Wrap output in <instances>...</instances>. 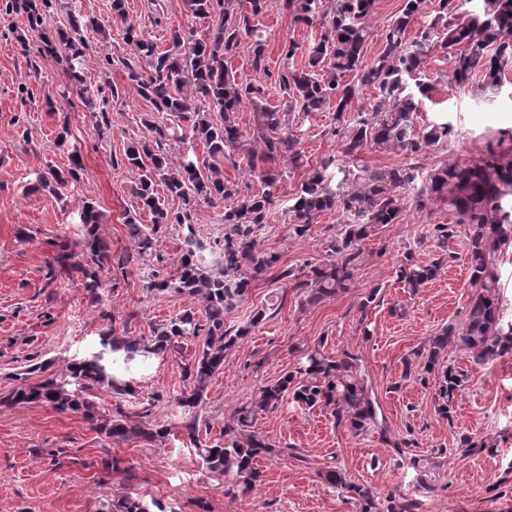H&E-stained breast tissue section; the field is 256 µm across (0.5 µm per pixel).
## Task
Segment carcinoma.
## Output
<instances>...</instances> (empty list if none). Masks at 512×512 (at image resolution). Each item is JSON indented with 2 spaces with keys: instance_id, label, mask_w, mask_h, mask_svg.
I'll use <instances>...</instances> for the list:
<instances>
[{
  "instance_id": "1",
  "label": "carcinoma",
  "mask_w": 512,
  "mask_h": 512,
  "mask_svg": "<svg viewBox=\"0 0 512 512\" xmlns=\"http://www.w3.org/2000/svg\"><path fill=\"white\" fill-rule=\"evenodd\" d=\"M47 2L5 0L0 8L26 17L29 30L38 33L42 43L38 50L41 56L68 65L82 52L65 30L58 28L53 34L44 31L43 7ZM242 2L184 0L187 13L209 20L207 30L198 37L192 30L174 27L170 29L171 46L164 51L129 23L123 31V42L129 46L131 56L119 58L141 97L162 115L158 121H144L150 138L132 141L125 150L129 167L142 171L133 189L139 208L153 215L149 233L135 225L134 218L126 221L132 226L138 254L156 248L158 239L154 233L160 225L177 224L186 229L173 271L144 277L142 288L150 293L172 290L198 298L203 304L204 320L186 311L152 326L150 339L143 344L118 336L110 341L104 338L102 344H112V351L124 353L126 362H145L181 339L197 343L194 356L181 365L184 386L177 398L179 407L190 410L201 406L210 379L224 368L225 351L266 319L267 310L261 309L236 332L224 329L225 314L245 300L251 281L278 262L275 254L259 248L257 233L274 213L283 166L301 158V141L285 128L278 110L259 109L251 132L241 129L234 119L244 104L256 103L264 93L261 86L238 80L225 65L242 41L251 36V65L259 70L264 63L263 40L256 38L250 18L262 13L266 0H248L249 12L237 8ZM316 2L283 3L296 21L308 26L317 23L323 29L320 39L305 51V66L299 70L288 67L275 78L281 94L289 98L290 111L307 115L332 109L339 121L353 110L363 89H374L376 100L368 109L363 105L356 109L357 118L346 121L338 130L340 155L321 161L290 199L288 221L298 237L305 236L315 219L327 211L338 212L342 224L340 233L326 244L327 262L313 268V278L296 287H307L311 304L346 292L355 277L361 245L375 227L398 223L407 205L419 206L424 197H431L448 204L456 223L473 228L468 260L475 293L462 327L442 328L429 338L427 347L413 351L405 364L421 361L423 371L431 373L450 349L469 354L478 365L504 356L512 351V325L506 330L500 325L497 276L490 266V256L512 233V159L502 149V142H490L480 161L450 162L430 171L421 181L419 166L412 159L427 149L447 145L452 134V125L445 119L428 125L422 134L415 130L421 98L430 97L434 90L420 77L426 56L438 48L453 60L449 84L463 87L477 79L482 89L497 93L512 64V0H479L477 9L463 16L455 0H437L420 36L412 40L406 38V32L415 20L426 16V0H404L401 14L386 26L382 48L370 63L364 62L363 50L369 37L368 22L376 13L378 0H333L330 12L321 14L317 13ZM170 140L181 144L202 141L213 161L200 166L187 155L174 164L163 153V143ZM369 147L397 151L407 162L358 177L347 160ZM230 150L244 153L249 171L262 166V190L241 197L235 184L224 178L221 160ZM79 169L80 159L74 154L68 170L49 166L31 191L42 189L55 194L68 181L78 180ZM158 185L182 201V210L172 212L158 204ZM232 197L237 201L224 210L223 240L212 244L200 240L192 227V211L202 203L215 207ZM108 258V245L90 231L80 259H74L72 253H61L55 263L60 272L81 277L91 303L98 305ZM441 266L440 261L418 264L408 253L400 260L398 278L415 291L434 280ZM105 381L116 391L133 394L130 383L120 384L108 377L101 355L95 354L73 363L69 376L47 378L29 388L17 389L7 401H43L62 412L81 411L95 429L115 440L152 441L170 435L166 427L153 429L131 419L119 404L110 418L95 419L94 404L82 392L91 382ZM460 382L452 368L443 371L444 403L440 413L444 417L450 412V400ZM287 398L307 409L320 406L331 410L336 426L355 435L377 424L376 404L361 373L359 357L345 351L333 359L325 354L322 345H315L304 353L295 371L260 387L254 399L237 409L218 439L201 442L196 413L180 424L202 466L218 484L224 485L225 494L245 495L261 482L257 459L272 456L276 449L253 431V425L258 416ZM323 478L363 500L361 512H371L375 507L372 490L352 484L343 471L328 470ZM100 512L150 509L140 498L125 497L103 505Z\"/></svg>"
}]
</instances>
